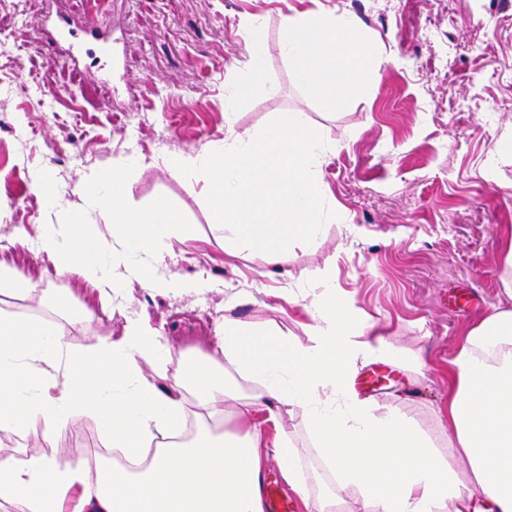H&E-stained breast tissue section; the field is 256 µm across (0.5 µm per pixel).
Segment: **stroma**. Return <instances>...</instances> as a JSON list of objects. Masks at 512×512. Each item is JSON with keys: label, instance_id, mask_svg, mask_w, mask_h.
I'll return each mask as SVG.
<instances>
[{"label": "stroma", "instance_id": "1", "mask_svg": "<svg viewBox=\"0 0 512 512\" xmlns=\"http://www.w3.org/2000/svg\"><path fill=\"white\" fill-rule=\"evenodd\" d=\"M298 0H0V257L44 263L22 224H63L79 204L72 186L131 155L146 169L130 182L144 208L166 198L191 238L172 270L206 268L197 294L115 299L109 324L75 337L89 350L125 316L149 314L172 344L170 369L188 347L204 346L224 319L307 341L310 318L269 294L333 283L374 322L403 361L372 360L357 376L378 411L402 414L440 452L451 438L438 418L448 401L446 369L465 332L506 305L500 241L512 231V0H330L367 41L377 77L358 75L355 93L309 95L282 50L283 26ZM259 16L260 40L242 21ZM112 41L111 55L95 52ZM260 47L270 90L224 124L234 77ZM283 112H302L326 143L319 177L336 215L316 250L270 259L224 252L194 177L165 165L228 132L254 133ZM50 171L62 208L42 210L33 187ZM471 293V308L456 296ZM268 439L285 435L310 468L322 464L301 414L279 422L258 414ZM97 424L76 415L50 455L59 465L99 446Z\"/></svg>", "mask_w": 512, "mask_h": 512}]
</instances>
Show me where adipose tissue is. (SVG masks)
Listing matches in <instances>:
<instances>
[{
	"label": "adipose tissue",
	"instance_id": "ef3b65f1",
	"mask_svg": "<svg viewBox=\"0 0 512 512\" xmlns=\"http://www.w3.org/2000/svg\"><path fill=\"white\" fill-rule=\"evenodd\" d=\"M352 17L334 9L294 10L285 22L283 48L313 95L348 94L353 66L372 70L366 44L350 39ZM136 156L93 178L77 181L84 210L67 231L40 224L35 235L50 268L20 271L0 260V295L36 298L54 314L21 318L0 308V430L40 427L45 446L79 413L94 416L105 447L124 464L101 456L62 467L37 450L0 456V508L24 512H265L263 465L275 456L289 488L314 512H346L344 489L358 493L362 512H471L476 496L497 512H512V308H497L470 328L448 362L451 457L395 413H377L354 388L361 356L394 357L370 319L350 309L335 286L300 296L310 317L308 342L250 324L228 321L208 351L194 352L170 370L171 344L150 316L126 319L119 332L101 336L91 352L73 336L111 316L114 297L139 289L156 294L200 291L211 285L207 269L192 278L171 271L180 216L163 198L138 210L129 202ZM112 227L111 239L96 232ZM88 284L89 302L73 289L51 288L53 276ZM249 384L242 395L226 375ZM192 391L210 417L225 404L270 418L301 411L333 485L314 492L298 448L267 441L255 425L244 432L204 428L194 439L170 441L183 421L184 391Z\"/></svg>",
	"mask_w": 512,
	"mask_h": 512
}]
</instances>
